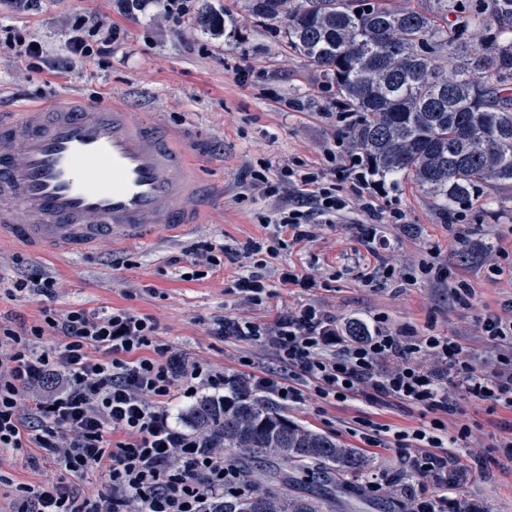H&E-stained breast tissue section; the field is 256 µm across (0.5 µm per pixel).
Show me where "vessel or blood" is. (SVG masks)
<instances>
[{
    "label": "vessel or blood",
    "instance_id": "1",
    "mask_svg": "<svg viewBox=\"0 0 512 512\" xmlns=\"http://www.w3.org/2000/svg\"><path fill=\"white\" fill-rule=\"evenodd\" d=\"M213 192L174 131L116 102L0 113V239L73 257L203 223Z\"/></svg>",
    "mask_w": 512,
    "mask_h": 512
}]
</instances>
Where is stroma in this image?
Listing matches in <instances>:
<instances>
[{
	"mask_svg": "<svg viewBox=\"0 0 512 512\" xmlns=\"http://www.w3.org/2000/svg\"><path fill=\"white\" fill-rule=\"evenodd\" d=\"M76 12L119 25L125 44L111 58L75 63L61 76L1 51L0 107L44 103L66 89L89 103L122 100L179 132L214 184L217 208L208 223L187 233L70 259L35 255L1 239L0 276L41 269L56 281L50 298L0 293L1 322L28 328L47 308H124L153 316L161 342L236 376L246 369L278 372L282 365L263 343L210 335L214 317L268 324L288 308L312 303L340 323L380 314L402 336L450 337L479 369L488 367L502 345L486 336L483 320L490 313L512 316L511 187L484 194L452 224L409 180L389 178L375 181V210L367 212L358 183L346 173L351 150L344 104L321 69L291 51L283 22L257 16L249 0H197L195 14L178 24L165 18L155 0L132 12L119 11L115 0H43L31 12L0 0V23L25 31L53 59L67 53L66 21ZM263 164L282 184L292 169L319 173L336 185L346 209L333 223L316 225L312 239L295 242L291 233L265 223L288 195L268 198L253 190L249 171ZM395 211L401 223H392ZM371 229L386 241V250H369L365 236ZM261 237L272 239L276 252L260 264L245 245ZM199 241L224 246V267L200 280H182L176 260ZM425 263L447 267L449 277L424 275ZM287 266L313 277L315 287L283 284L279 271ZM253 268L270 290L259 305L234 288L239 273ZM460 283L469 290V304L455 299L453 288ZM448 401L455 407L444 417L448 465L479 471L459 493L462 512H512V459L498 448L512 409L471 401L454 385ZM281 410L295 423L364 453L370 472L391 476L376 493L366 477L356 478V495L337 491L333 512H396L410 494L431 490L429 480L410 474L400 449L367 445L353 427L356 418L366 417L410 431L428 424L432 412L397 401L375 407L325 401L308 388L299 402ZM463 420L471 434L460 441L457 425ZM62 478L51 463L31 467L18 454L0 450V512H15L18 486L35 488Z\"/></svg>",
	"mask_w": 512,
	"mask_h": 512,
	"instance_id": "35a3bbf8",
	"label": "stroma"
}]
</instances>
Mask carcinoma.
<instances>
[{
    "label": "carcinoma",
    "instance_id": "cac0c4a2",
    "mask_svg": "<svg viewBox=\"0 0 512 512\" xmlns=\"http://www.w3.org/2000/svg\"><path fill=\"white\" fill-rule=\"evenodd\" d=\"M252 0L284 21L288 47L322 68L354 119L358 163L380 178L413 181L453 215L498 186H512V0ZM202 439L254 464L211 512H327V500L289 495L293 475L340 487L368 460L355 448L284 417L238 387L193 408Z\"/></svg>",
    "mask_w": 512,
    "mask_h": 512
}]
</instances>
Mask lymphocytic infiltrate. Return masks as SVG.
I'll return each instance as SVG.
<instances>
[{"mask_svg":"<svg viewBox=\"0 0 512 512\" xmlns=\"http://www.w3.org/2000/svg\"><path fill=\"white\" fill-rule=\"evenodd\" d=\"M67 31L62 69L111 57L113 45L125 40L120 26L82 14L70 17ZM292 187L295 199L277 210L275 224L293 230L296 240L312 238L313 216L329 221L346 206L335 184L317 173H298ZM210 333L271 347L287 376L248 373L244 380L285 403L307 387L324 400H396L438 414L448 409L452 381L472 399L512 409V353L479 370L455 341L398 335L381 316L357 330L305 304L269 325L218 317ZM157 334L153 317L122 308L47 309L41 324L21 333L0 325V447L18 452L27 465L46 460L67 475L35 489L19 487L16 512H210L225 488L240 483L223 451L200 440L190 413L171 407L206 390L220 394L228 377ZM422 351L436 354L441 368L413 362ZM361 426L366 444L384 442L380 425L365 419ZM444 429L436 417L429 428L397 430L384 442L410 449L411 470L438 489L437 496L412 499L409 512H446L470 477L449 475ZM116 430L126 441L113 443ZM95 470L108 489L85 494L77 482Z\"/></svg>","mask_w":512,"mask_h":512,"instance_id":"f902f5d3","label":"lymphocytic infiltrate"}]
</instances>
